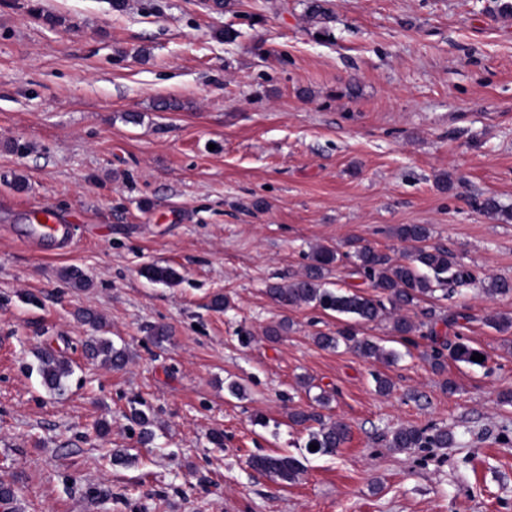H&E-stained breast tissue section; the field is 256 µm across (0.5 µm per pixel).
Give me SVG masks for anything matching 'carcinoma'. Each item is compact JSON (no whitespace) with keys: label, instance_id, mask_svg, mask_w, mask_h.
<instances>
[{"label":"carcinoma","instance_id":"obj_1","mask_svg":"<svg viewBox=\"0 0 512 512\" xmlns=\"http://www.w3.org/2000/svg\"><path fill=\"white\" fill-rule=\"evenodd\" d=\"M395 237L412 243V250L405 261L393 260L379 255L368 247H358L353 252L356 272L372 282V287L381 291L379 296L365 293L342 292L326 287V274L338 261V253L329 247H319L312 251L311 263L304 275L285 284H275L268 288L269 293L285 306H301L314 303L324 310H330L347 318L345 327L336 336L320 333L315 336L317 344L323 348H335L344 342L364 358L389 363L396 353L387 351L366 337L357 334L356 325L373 322L386 314L408 310L415 302L433 294L436 287L453 282L459 286L475 281L472 272L461 265L456 255L443 247L428 244L430 230L424 224H400L393 229ZM152 283L172 284L177 272L169 266L150 265L142 271ZM62 278L73 288L89 287L86 276L77 268L63 271ZM483 291L490 296L512 294V280L493 277L482 282ZM392 330L403 339L414 335L420 325L407 316L394 319ZM87 356L93 360L114 367L126 363V354L117 349L106 338H92L84 343ZM482 350L463 341L451 347V358L456 362L475 364L471 357ZM41 384L47 390L60 394L64 392L68 377L72 374L70 361L62 353L45 351L38 355L36 367ZM350 439L348 426L341 421L319 422V429L312 433L309 443L318 446L321 453H333ZM452 440L447 430L441 428L401 427L394 431L391 445L398 449L446 448ZM250 466L281 482H293L305 470L301 460L288 455H257L252 457Z\"/></svg>","mask_w":512,"mask_h":512}]
</instances>
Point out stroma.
Returning <instances> with one entry per match:
<instances>
[{
  "label": "stroma",
  "instance_id": "1",
  "mask_svg": "<svg viewBox=\"0 0 512 512\" xmlns=\"http://www.w3.org/2000/svg\"><path fill=\"white\" fill-rule=\"evenodd\" d=\"M499 3L328 0L314 19L306 0H0V484L16 512H512V329L486 322L512 318V296L435 293L409 311L422 325L411 345L389 320L360 325L397 352L388 364L321 348L316 334L344 316L267 292L318 245L341 255L330 287L368 290L347 254L405 260L400 224L427 225L476 278L512 279V220L479 208L512 209V17ZM44 206L70 245H32ZM152 264L178 281L149 282ZM70 266L89 288L62 279ZM94 335L127 363L87 359ZM460 338L485 364L435 370V343ZM47 346L72 361L61 396L35 372ZM295 410L312 421L293 423ZM336 419L349 441L309 453ZM402 426L453 441L391 447ZM116 449L131 463H113ZM265 454L305 470L272 480L249 465Z\"/></svg>",
  "mask_w": 512,
  "mask_h": 512
}]
</instances>
